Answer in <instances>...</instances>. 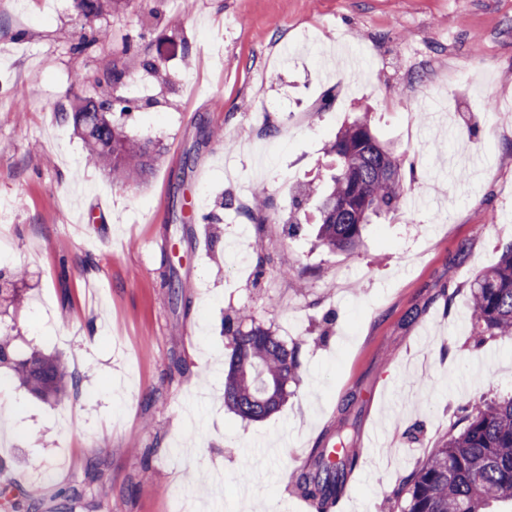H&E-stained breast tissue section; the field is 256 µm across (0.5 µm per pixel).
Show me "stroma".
Masks as SVG:
<instances>
[{
	"label": "stroma",
	"instance_id": "obj_1",
	"mask_svg": "<svg viewBox=\"0 0 512 512\" xmlns=\"http://www.w3.org/2000/svg\"><path fill=\"white\" fill-rule=\"evenodd\" d=\"M89 96L137 101L119 122L162 149L146 181L84 164L68 115ZM361 115L403 199L331 251L307 188ZM511 243L512 0H151L90 21L0 0V269L28 273L20 351L80 380L50 404L0 379V512H318L293 473L373 430L383 454L331 512L398 510L467 409L512 398V336L476 342L470 309ZM242 310L299 348L262 421L224 405Z\"/></svg>",
	"mask_w": 512,
	"mask_h": 512
}]
</instances>
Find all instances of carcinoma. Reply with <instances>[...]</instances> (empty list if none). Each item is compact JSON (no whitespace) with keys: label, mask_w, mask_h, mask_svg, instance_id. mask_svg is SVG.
I'll list each match as a JSON object with an SVG mask.
<instances>
[{"label":"carcinoma","mask_w":512,"mask_h":512,"mask_svg":"<svg viewBox=\"0 0 512 512\" xmlns=\"http://www.w3.org/2000/svg\"><path fill=\"white\" fill-rule=\"evenodd\" d=\"M86 20L105 7H130L133 0H76ZM128 98L89 97L73 113L87 157L120 182L141 181L152 170L160 149L124 135L109 118L114 111L131 112ZM335 156L336 172L326 183L315 184L308 196L317 199L321 215L319 241L331 251L353 250L363 240L366 224L398 209L403 194L401 161L383 144L364 119L342 126L327 145ZM27 272L21 267L0 270V316L10 315L23 302ZM472 320L478 339L512 336V244L498 262L477 274L472 284ZM224 327L233 351L224 375V405L248 420L275 413L288 397L287 383L297 379L298 349L288 348L269 331L227 318ZM9 370L18 387L44 401L58 402L67 387H79L63 360L34 350L17 355L13 337L0 336V368ZM358 461L354 448L342 449L338 463L328 462L321 450L313 468L293 474L296 489L319 502V512L337 501ZM512 508V398L478 404L467 410L466 426L435 449L411 478L404 512H500Z\"/></svg>","instance_id":"obj_1"}]
</instances>
